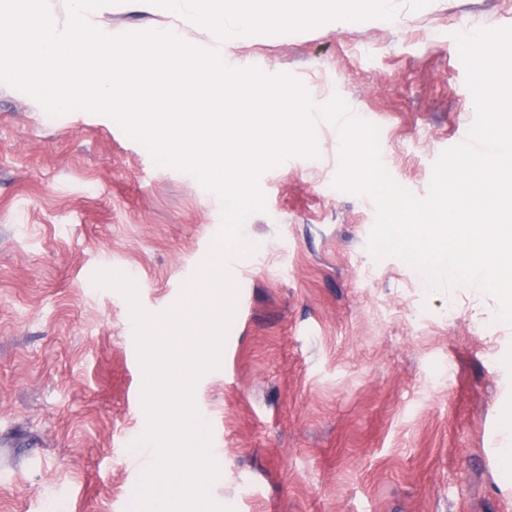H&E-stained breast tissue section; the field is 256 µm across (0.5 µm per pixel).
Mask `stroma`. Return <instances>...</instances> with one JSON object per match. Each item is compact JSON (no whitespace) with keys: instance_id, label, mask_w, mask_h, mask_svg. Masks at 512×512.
Here are the masks:
<instances>
[{"instance_id":"1","label":"stroma","mask_w":512,"mask_h":512,"mask_svg":"<svg viewBox=\"0 0 512 512\" xmlns=\"http://www.w3.org/2000/svg\"><path fill=\"white\" fill-rule=\"evenodd\" d=\"M124 35L176 29L231 69L289 75L315 107L341 97L380 128L381 158L416 196L475 120L455 33L512 26V0H430L369 18L225 39L181 12L117 0L91 21ZM263 170L219 368L195 403L233 512H512L497 465L512 413V325L473 287L432 289L368 247L376 206L335 185L341 138ZM224 227L218 195L156 165L115 120L53 117L0 81V512H135L155 456L141 442L143 375L121 292L182 309Z\"/></svg>"}]
</instances>
